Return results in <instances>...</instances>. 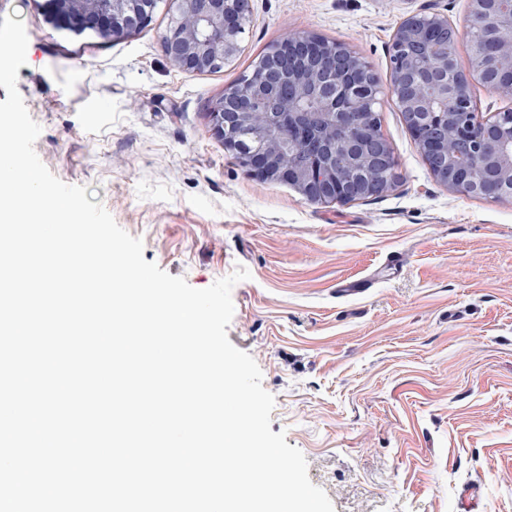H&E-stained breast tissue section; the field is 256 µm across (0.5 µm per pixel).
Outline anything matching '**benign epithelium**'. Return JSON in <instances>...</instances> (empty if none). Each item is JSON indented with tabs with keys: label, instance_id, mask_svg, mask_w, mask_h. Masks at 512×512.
<instances>
[{
	"label": "benign epithelium",
	"instance_id": "obj_1",
	"mask_svg": "<svg viewBox=\"0 0 512 512\" xmlns=\"http://www.w3.org/2000/svg\"><path fill=\"white\" fill-rule=\"evenodd\" d=\"M53 21L103 40L131 36L161 0H45ZM162 37L178 68L210 72L240 50L247 0H174ZM470 67L450 51L456 31L441 13L405 17L392 38L390 94L434 179L456 191L512 200V107L479 116L478 82L512 100V0H470ZM382 89L347 44L302 33L277 42L210 110L224 150L254 178L285 183L317 204L378 198L397 163L376 125ZM249 129L256 149L236 133Z\"/></svg>",
	"mask_w": 512,
	"mask_h": 512
}]
</instances>
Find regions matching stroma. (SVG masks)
I'll return each mask as SVG.
<instances>
[{
    "label": "stroma",
    "instance_id": "35a3bbf8",
    "mask_svg": "<svg viewBox=\"0 0 512 512\" xmlns=\"http://www.w3.org/2000/svg\"><path fill=\"white\" fill-rule=\"evenodd\" d=\"M248 4L234 59L195 73L163 50L168 0L117 41L55 27L44 0H0L28 36L17 88L41 127L38 157L192 287L249 271L228 339L259 365L272 432L302 451L335 512H459L471 484L478 512H512V200L439 184L387 91L391 37L425 7L447 15L468 68V0ZM304 32L347 44L384 90L380 131L400 175L384 196L309 202L249 176L212 131L225 88Z\"/></svg>",
    "mask_w": 512,
    "mask_h": 512
}]
</instances>
